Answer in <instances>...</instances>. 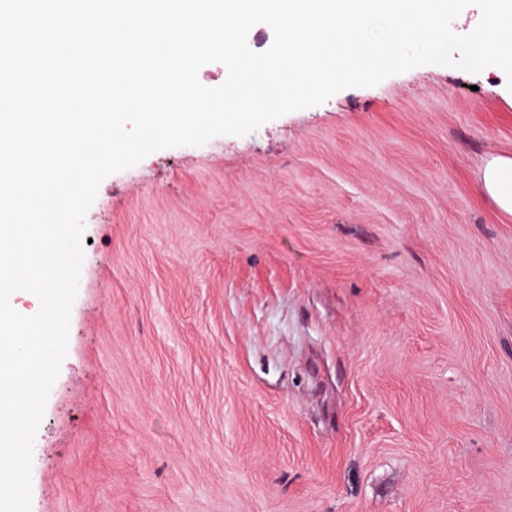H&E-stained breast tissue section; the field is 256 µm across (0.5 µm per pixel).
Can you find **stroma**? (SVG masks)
<instances>
[{"mask_svg":"<svg viewBox=\"0 0 512 512\" xmlns=\"http://www.w3.org/2000/svg\"><path fill=\"white\" fill-rule=\"evenodd\" d=\"M493 156L504 72L429 64L107 177L31 512H512Z\"/></svg>","mask_w":512,"mask_h":512,"instance_id":"obj_1","label":"stroma"}]
</instances>
